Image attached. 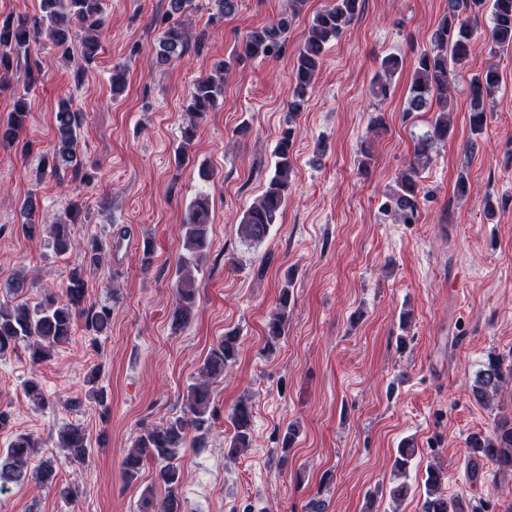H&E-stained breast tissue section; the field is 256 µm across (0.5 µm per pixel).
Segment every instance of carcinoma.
Masks as SVG:
<instances>
[{
    "instance_id": "1",
    "label": "carcinoma",
    "mask_w": 512,
    "mask_h": 512,
    "mask_svg": "<svg viewBox=\"0 0 512 512\" xmlns=\"http://www.w3.org/2000/svg\"><path fill=\"white\" fill-rule=\"evenodd\" d=\"M304 0H291L288 9L266 24L254 27L243 40L242 55L246 58L278 59L287 49V34ZM360 0H330V3L313 16L303 42L296 49L292 69V94L288 111L301 112L308 101L326 47L337 40L355 18ZM210 21L222 20L238 9V0H209ZM194 0H168L167 10L159 20L162 28L159 36V51L156 62L166 65L182 59L192 46H201L202 35H196L184 17L196 10ZM489 10L490 36L499 48L512 47V0H448L447 11L438 22L431 38L432 47L415 60L414 76L405 102L407 112L435 111L431 129L418 138L414 145L417 164L426 165L438 142L448 141L451 132L450 76L453 68L462 67L470 59L473 33L461 20L464 12L478 13ZM101 0H40L39 11L33 15L8 16L0 19V73L9 72L14 64L29 55L30 46L45 34L64 59L75 63L76 80L84 73L83 63L95 58L100 49L103 21L100 17ZM80 42V60H75L72 38ZM403 60L396 54L381 58L380 70L374 78L372 92L386 96L389 82L402 68ZM224 62L217 63L210 74L198 79L189 93V104L185 108L188 125L185 140L178 151V159H186L193 130L207 118L217 101L224 95ZM500 75L489 66L474 76L470 84L469 125L473 134H480L487 121L485 99L498 88ZM36 84L28 76L23 92L15 97L9 118L0 123V142L18 140L31 117L30 91ZM84 127L82 113L73 110L64 102L55 113L56 143L53 153L40 158L39 164L54 175L69 171L74 177L82 173L83 163L79 144ZM293 131L288 129L275 148L274 171L267 180L262 194L244 212L239 223L242 238L259 243L265 240L273 224L283 211L288 196L293 170ZM420 188L415 168L403 173L396 182L387 201L381 205L385 212L396 214L404 224H414L419 216ZM80 209L73 206L69 221H55L49 225L52 247L56 254L64 255L75 245L72 225L76 223ZM23 227L27 235L39 231V214L33 198L25 199L21 207ZM211 209L209 199L200 196L191 203L184 221V253L178 262L176 305L172 316V328L178 330L194 313L197 291L194 287L192 269L198 266L202 252L209 245ZM83 262L69 273L63 294H45L34 306L26 302L0 301V358L20 345L31 350L36 363L51 359L52 352L69 341L78 320H83L85 330L93 335L105 333L112 321V305L90 303L87 300L85 273L100 265L112 251V242L98 237L87 239L82 245ZM288 288H283L274 313L265 324L267 348L273 349L286 336L288 322ZM238 336L230 331L211 348L196 382L186 388L184 415L146 428L140 433L122 463L123 475L135 479L145 463L153 461L159 465L157 479L167 492L161 505H156L150 494L141 501V512H182L179 497L181 485V454L188 444L189 432L200 443V432L210 426L213 416L211 408V385L224 375V368L235 361L238 354ZM512 383V368H504L502 360L488 356L487 362L478 372L472 387L473 397L487 403L497 396L507 383ZM233 436L225 448V456L234 460L243 449L250 447L252 439L253 406L247 399L239 400L229 415ZM58 446L65 448L72 457L83 460L88 456V437L79 424L67 425L58 436ZM475 457L485 458L497 470L512 472V420L496 423L488 436L476 434L467 440ZM39 443L28 435H19L8 448L0 449V492L18 485L34 476L42 483L55 480V461L45 459L35 472L30 464L37 453ZM443 473L440 469L427 468L424 480L422 512H468L459 499H450L441 493Z\"/></svg>"
}]
</instances>
